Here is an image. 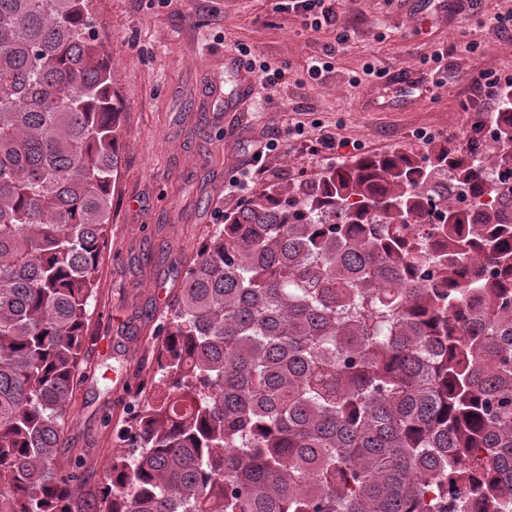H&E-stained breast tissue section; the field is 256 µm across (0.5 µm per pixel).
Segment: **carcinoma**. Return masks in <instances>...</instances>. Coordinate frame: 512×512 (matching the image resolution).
<instances>
[{
    "mask_svg": "<svg viewBox=\"0 0 512 512\" xmlns=\"http://www.w3.org/2000/svg\"><path fill=\"white\" fill-rule=\"evenodd\" d=\"M94 27L89 0H0V512H512V87L490 168L408 149L225 214L157 327L105 510L78 506L59 448L122 136Z\"/></svg>",
    "mask_w": 512,
    "mask_h": 512,
    "instance_id": "carcinoma-1",
    "label": "carcinoma"
}]
</instances>
